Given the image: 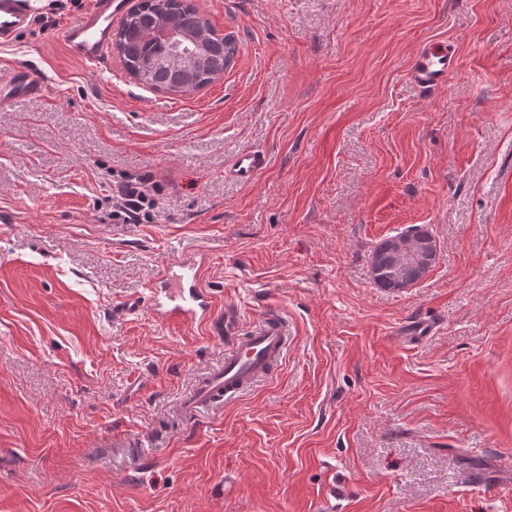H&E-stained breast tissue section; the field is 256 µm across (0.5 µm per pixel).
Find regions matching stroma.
<instances>
[{
  "label": "stroma",
  "mask_w": 512,
  "mask_h": 512,
  "mask_svg": "<svg viewBox=\"0 0 512 512\" xmlns=\"http://www.w3.org/2000/svg\"><path fill=\"white\" fill-rule=\"evenodd\" d=\"M93 2L31 0L0 46L48 81L0 111V512H512V0H196L239 52L177 96L70 58ZM429 42L456 59L434 91L409 77ZM129 176L148 223L112 215ZM413 225L435 267L378 288L371 250ZM182 258L241 326L293 331L192 418L223 344L112 312ZM416 316L437 329L411 345ZM261 165V155L258 152L247 151L236 157L232 170L238 180L247 183L254 179Z\"/></svg>",
  "instance_id": "obj_1"
}]
</instances>
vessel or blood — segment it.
<instances>
[{
	"instance_id": "obj_1",
	"label": "vessel or blood",
	"mask_w": 512,
	"mask_h": 512,
	"mask_svg": "<svg viewBox=\"0 0 512 512\" xmlns=\"http://www.w3.org/2000/svg\"><path fill=\"white\" fill-rule=\"evenodd\" d=\"M123 0H95L92 9L66 27L64 41L79 62H99L112 45V20L123 10ZM34 25L29 0H0V45L14 41ZM455 68L447 46L429 43L419 49L410 66L411 81L430 90L444 87ZM46 89L43 75L34 69L12 67L8 81H0V108L19 97H39ZM262 165L259 153L238 155L232 167L238 180L250 182ZM202 265L186 260L164 269L155 283L149 302L125 299L113 306L114 314L138 315L144 306L171 323L204 326L210 336L223 341L224 361L207 371L180 405L183 414L235 397L265 379L288 348V322L276 308L265 310L248 330H240L236 313L217 308L210 292L201 284Z\"/></svg>"
}]
</instances>
